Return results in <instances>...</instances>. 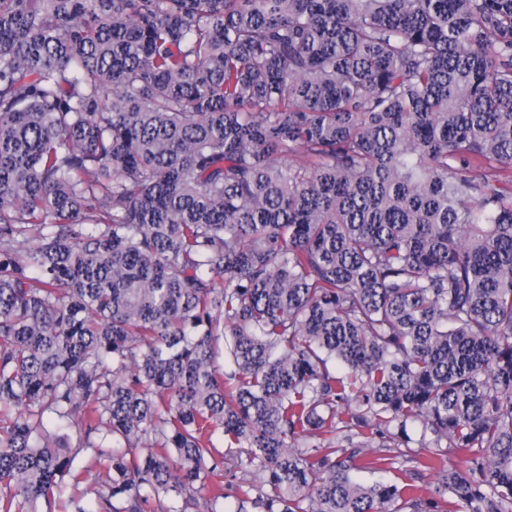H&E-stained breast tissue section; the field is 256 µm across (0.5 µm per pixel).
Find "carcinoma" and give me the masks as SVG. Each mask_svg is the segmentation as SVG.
<instances>
[{
  "mask_svg": "<svg viewBox=\"0 0 512 512\" xmlns=\"http://www.w3.org/2000/svg\"><path fill=\"white\" fill-rule=\"evenodd\" d=\"M230 461L235 512H512V0H0V512ZM397 469L391 470L389 473H377L371 470L361 469L351 471L352 477L360 483L372 484L374 481L384 479L385 481H392L397 483L408 482L415 484L419 489V494L427 496L434 489L435 486V473L433 471H426L423 469L416 470L414 463H400L395 465ZM412 482H409L408 480ZM407 480V481H406Z\"/></svg>",
  "mask_w": 512,
  "mask_h": 512,
  "instance_id": "cac0c4a2",
  "label": "carcinoma"
}]
</instances>
